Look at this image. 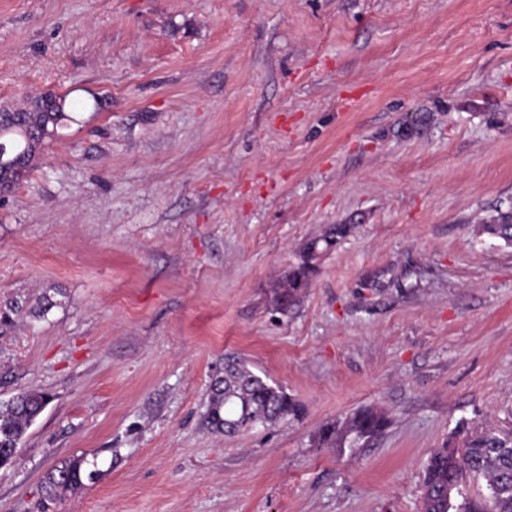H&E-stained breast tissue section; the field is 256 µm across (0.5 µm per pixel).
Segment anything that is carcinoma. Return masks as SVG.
Returning <instances> with one entry per match:
<instances>
[{"instance_id":"1","label":"carcinoma","mask_w":512,"mask_h":512,"mask_svg":"<svg viewBox=\"0 0 512 512\" xmlns=\"http://www.w3.org/2000/svg\"><path fill=\"white\" fill-rule=\"evenodd\" d=\"M66 97L47 94L19 112H0V143L7 152L0 177V194L14 188L27 175L46 141L74 120L66 111ZM350 224H333L308 241L299 261L290 266L274 289L277 308L285 310L309 287L317 260L344 239ZM474 235H488L512 246V210L481 219ZM48 403V395L29 389L0 400V456L8 458L20 447L27 430ZM304 406L280 386L271 385L248 368L245 361L224 362V375L215 379L204 414L206 426L235 434L249 428L266 429L284 420H300ZM389 419L373 407L360 408L342 419L323 423L314 437L317 448H343L383 434ZM460 448L448 445L430 451L420 497L421 512H512V440L492 431L473 432L460 424ZM87 460L72 457L49 470L43 480L45 498L52 501L76 492L95 478Z\"/></svg>"}]
</instances>
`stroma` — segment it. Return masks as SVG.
<instances>
[{"label":"stroma","mask_w":512,"mask_h":512,"mask_svg":"<svg viewBox=\"0 0 512 512\" xmlns=\"http://www.w3.org/2000/svg\"><path fill=\"white\" fill-rule=\"evenodd\" d=\"M48 92L75 121L0 195V400L49 402L0 512H420L458 422L512 436V247L472 231L512 206V0H0V110ZM228 355L304 417L207 429ZM367 406L380 437L313 447ZM74 456L98 478L46 501ZM352 230L349 224H333L325 233L308 241L299 253V261L289 267L274 289V302L277 308L285 310L309 287L317 269V260L344 239Z\"/></svg>","instance_id":"obj_1"}]
</instances>
